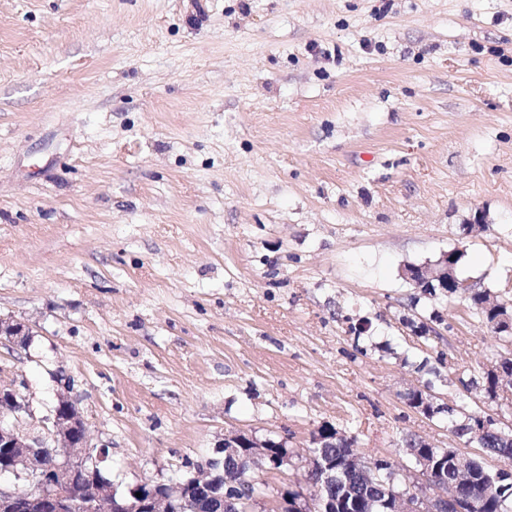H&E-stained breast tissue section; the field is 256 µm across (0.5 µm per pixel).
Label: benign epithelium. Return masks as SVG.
<instances>
[{
  "instance_id": "obj_1",
  "label": "benign epithelium",
  "mask_w": 512,
  "mask_h": 512,
  "mask_svg": "<svg viewBox=\"0 0 512 512\" xmlns=\"http://www.w3.org/2000/svg\"><path fill=\"white\" fill-rule=\"evenodd\" d=\"M449 254L443 253L433 264L408 266L403 276L416 288L455 289V294L470 295L475 285L455 273V264L448 261ZM0 333L28 337L32 335L29 326L13 318H0ZM59 391L58 405L50 415L41 418V433H25L21 424L35 418L29 400L22 393L27 387L24 378L14 374L10 367H0V401L9 400L8 413L0 416V448L8 449L6 464L0 466V473L9 472L16 478L37 474L40 477L38 491L22 490L18 485L0 483V512H38L44 505H51L53 512H77V507L66 498L62 489L69 484L76 466L91 464L96 470L106 461L108 449L104 444L93 442L84 412L72 400L71 376L60 373L57 377ZM52 438L54 447L59 449V461L43 466L40 463L38 449L43 447V439ZM216 447L237 460V465L224 468V503L233 504L243 470L241 465L259 462L261 470L281 473L280 466L288 463V456L282 449L288 447L287 438L267 435L258 439L242 431H230L224 434ZM419 466L417 478L421 484L432 492L417 499L411 505L413 512H442L445 503L451 497H460L462 489L469 486L467 478L461 477L455 485L450 486L438 476V470L424 455H416ZM356 465L368 471L376 469V462L362 461L361 456H354L340 465L325 463L320 467L321 479L308 483L306 489H298L299 496L288 498V489L278 487L269 495L252 501L251 509L266 505L269 512H333L330 498L324 495L328 484L336 478V472H344L350 465ZM189 477L185 482L169 480H142L133 486L129 494L132 501L124 508L126 512H178V506L189 484L209 494L217 490L210 479V472L205 468L192 466L187 468ZM85 498L93 512H116L115 487L106 480L91 482L85 490Z\"/></svg>"
}]
</instances>
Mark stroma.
<instances>
[{
    "instance_id": "stroma-1",
    "label": "stroma",
    "mask_w": 512,
    "mask_h": 512,
    "mask_svg": "<svg viewBox=\"0 0 512 512\" xmlns=\"http://www.w3.org/2000/svg\"><path fill=\"white\" fill-rule=\"evenodd\" d=\"M450 250L512 312V0H0V361L119 489L323 424L499 466L408 402L512 415L461 384L512 345L402 277Z\"/></svg>"
}]
</instances>
